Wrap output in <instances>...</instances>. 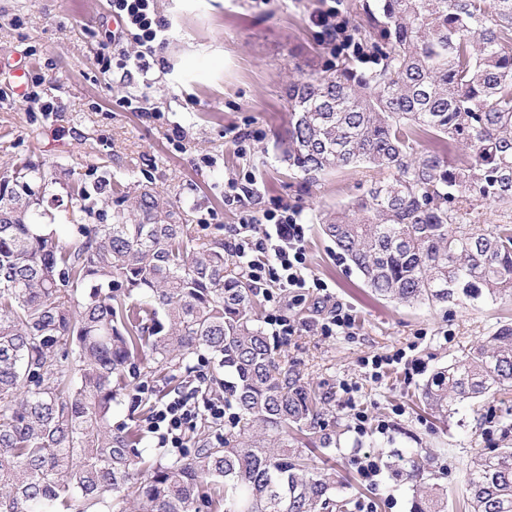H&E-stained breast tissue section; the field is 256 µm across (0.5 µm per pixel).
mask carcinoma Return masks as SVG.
I'll list each match as a JSON object with an SVG mask.
<instances>
[{"label":"carcinoma","mask_w":512,"mask_h":512,"mask_svg":"<svg viewBox=\"0 0 512 512\" xmlns=\"http://www.w3.org/2000/svg\"><path fill=\"white\" fill-rule=\"evenodd\" d=\"M362 53L288 85L278 149L307 181L332 168L389 173L325 211L320 229L377 295L408 305L512 297V0H363ZM433 143L418 150L420 138ZM458 142L467 158H454ZM46 180L28 162L0 178V512H350L319 398L280 366L255 323L254 288L221 242L192 245L177 208L137 184L107 223L83 183L70 224L40 230ZM96 217L98 223L84 220ZM150 300L144 301V294ZM209 354L238 422L165 456L112 424L128 378L184 372ZM512 389V325L438 369L419 398L442 417ZM414 512H448L424 466ZM468 512H512V448L477 453Z\"/></svg>","instance_id":"carcinoma-1"}]
</instances>
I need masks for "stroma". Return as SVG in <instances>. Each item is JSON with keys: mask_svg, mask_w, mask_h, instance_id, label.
Returning a JSON list of instances; mask_svg holds the SVG:
<instances>
[{"mask_svg": "<svg viewBox=\"0 0 512 512\" xmlns=\"http://www.w3.org/2000/svg\"><path fill=\"white\" fill-rule=\"evenodd\" d=\"M330 0H157L170 24L168 41L148 55L147 72L102 74L97 54L109 42L112 19L106 0H0V56L19 54L40 76L56 112L26 111L0 101V176L28 160L47 174L45 223L62 224L74 182L98 185L99 206L115 214V202L140 183L161 204L186 214L201 242H230L240 213L224 204V183L242 171L258 180L260 205L301 209L307 224L310 272L329 286L333 304L357 316L354 335L309 331L318 313L315 297L282 312L299 326L280 337L288 366L322 396V421L339 434L345 453L336 459L352 512H413L406 473L423 461L429 482L448 495V512H464V471L480 451L512 445L497 421L512 401L487 396L457 405L441 418L418 405V388L460 351L512 322V300L489 305L409 306L376 296L354 268L336 254L318 224L322 210L362 195L375 173L332 170L306 183L280 158L277 138L288 126L285 88L321 68L330 53L312 19ZM147 89L145 113L122 107L123 96ZM183 142L171 139L174 127ZM250 132L237 147L234 131ZM405 350L406 361L378 380L364 358ZM369 417L359 434L352 408ZM386 432H377L378 422ZM379 460L368 482L356 460Z\"/></svg>", "mask_w": 512, "mask_h": 512, "instance_id": "1", "label": "stroma"}]
</instances>
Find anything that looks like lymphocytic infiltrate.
I'll return each instance as SVG.
<instances>
[{"mask_svg": "<svg viewBox=\"0 0 512 512\" xmlns=\"http://www.w3.org/2000/svg\"><path fill=\"white\" fill-rule=\"evenodd\" d=\"M108 5L117 23L116 35L123 46L113 53H101L102 73L118 69L127 74L135 68L145 69L144 51L165 45L168 22L158 14L155 0H108ZM129 41L137 45V52L126 49ZM254 183V175L246 173L224 184L225 205L241 213L230 245V255L236 265L255 288L265 290L274 286L298 302L304 300L306 290L326 291V284L307 272V227L302 222L301 210L283 204L259 207ZM227 410L223 401L199 403L194 394L178 393L155 404L146 430L157 434L159 447L186 448L199 418H206L220 427Z\"/></svg>", "mask_w": 512, "mask_h": 512, "instance_id": "lymphocytic-infiltrate-1", "label": "lymphocytic infiltrate"}]
</instances>
